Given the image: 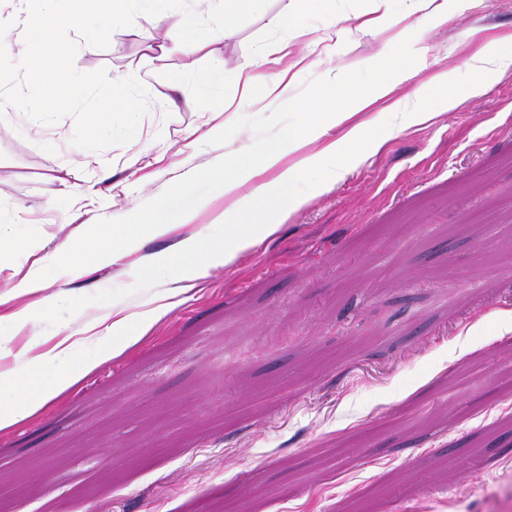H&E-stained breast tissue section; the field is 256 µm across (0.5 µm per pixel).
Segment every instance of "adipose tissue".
Returning a JSON list of instances; mask_svg holds the SVG:
<instances>
[{
	"mask_svg": "<svg viewBox=\"0 0 512 512\" xmlns=\"http://www.w3.org/2000/svg\"><path fill=\"white\" fill-rule=\"evenodd\" d=\"M198 16L185 11L175 20L161 50L168 55L188 54L203 41L198 31ZM387 91L386 82H379L372 94L361 93L358 88L339 92L335 80H328L318 97L300 106L299 118L283 128L278 142L264 147L260 153H239L225 159L223 169L210 170L209 175L224 196L233 198L230 214H237L238 222L229 216L217 215L214 224L223 226V238L207 235L194 236L178 242L166 254L152 260L158 275L169 269H178L181 278L201 279L209 269L231 262L238 253L256 245L277 232L282 221L302 201L303 194L315 195L335 182L341 174L337 159L357 162L368 153L378 151L394 134V127H384L376 135H368L364 128L353 127L344 137L324 147L303 164L287 166L283 159L303 143L321 137L328 127L341 124L351 117L353 109L365 107L370 98L382 97ZM276 170L274 180H263L262 174ZM317 170L318 178L306 182L308 170ZM162 234L167 224L162 211H155L146 225L104 224L93 240H76L64 245L55 258L42 257L14 284L19 295L33 294L49 288L54 280L50 269H59L67 277H79L87 264L103 263L126 255L138 242L142 229ZM132 319L119 312H112L110 323L104 324L103 335L119 334L117 343L86 352L81 342H59L51 349L30 358L24 372L9 371L0 374V386H9V401H0V430H5L37 414L53 397L71 390L102 363L121 355L138 343L143 329H132ZM57 364L53 374H44L45 364Z\"/></svg>",
	"mask_w": 512,
	"mask_h": 512,
	"instance_id": "obj_1",
	"label": "adipose tissue"
}]
</instances>
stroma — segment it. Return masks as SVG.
<instances>
[{
  "instance_id": "obj_1",
  "label": "stroma",
  "mask_w": 512,
  "mask_h": 512,
  "mask_svg": "<svg viewBox=\"0 0 512 512\" xmlns=\"http://www.w3.org/2000/svg\"><path fill=\"white\" fill-rule=\"evenodd\" d=\"M283 4L189 56L150 52L166 12L107 47L80 44L79 71L147 90L127 144L83 153L70 116L0 124V295L27 312L22 329L0 325L14 350L147 309L169 288L149 258L231 205L206 169L277 141L328 77L391 83L353 118L386 125L390 101L512 36V0H448L403 76L387 61L410 54L419 0H324L301 35L269 27ZM282 40L280 62L258 59ZM247 66L288 69V101L268 109L245 92ZM478 82L481 94L396 131L278 234L196 280L81 388L0 432V512H512V67ZM159 203L166 235L142 232L123 258L57 280L60 300L13 297L26 243L44 256Z\"/></svg>"
}]
</instances>
